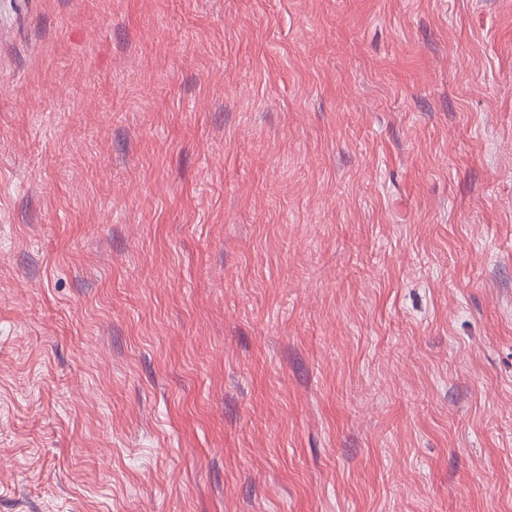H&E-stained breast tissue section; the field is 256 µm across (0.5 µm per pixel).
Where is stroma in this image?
Instances as JSON below:
<instances>
[{"label": "stroma", "instance_id": "stroma-1", "mask_svg": "<svg viewBox=\"0 0 512 512\" xmlns=\"http://www.w3.org/2000/svg\"><path fill=\"white\" fill-rule=\"evenodd\" d=\"M0 512H512V0H0Z\"/></svg>", "mask_w": 512, "mask_h": 512}]
</instances>
